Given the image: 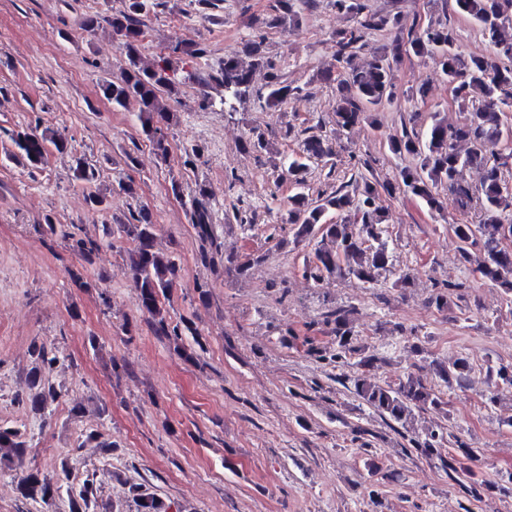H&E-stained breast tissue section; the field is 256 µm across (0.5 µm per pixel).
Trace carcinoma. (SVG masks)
<instances>
[{
    "instance_id": "obj_1",
    "label": "carcinoma",
    "mask_w": 512,
    "mask_h": 512,
    "mask_svg": "<svg viewBox=\"0 0 512 512\" xmlns=\"http://www.w3.org/2000/svg\"><path fill=\"white\" fill-rule=\"evenodd\" d=\"M152 0H125L122 10L112 14L109 25L112 37L118 42L123 57L119 76L101 85L104 99L114 108L138 112L143 134L156 156L167 162L170 144L164 128L171 125L174 113L162 104L161 94L175 91V69L170 58L156 64H144L141 52L143 37L142 18L148 14ZM336 8L354 16V23L334 34L336 62L339 74L325 73L320 79L336 85V127L351 131L371 117L383 103L396 95L394 69L403 55L429 57L438 65L442 75L452 86L453 96L462 112V119L450 123L434 115L431 124L423 130H403L390 139L388 149L398 158L410 156L416 160L414 167H402L394 181L383 188L387 193H409L422 200L430 209L442 206L441 192L451 194L454 205L462 215L474 213L477 223L452 225L460 244L461 257L470 262L469 249L479 246L483 259L468 268L473 276L488 280L502 288L505 297L512 300V186L503 177L508 158L497 151L502 138L507 135L503 116L512 106V67L501 66L498 58L512 60V0H453L455 12L473 20L492 46L494 56H466L457 46L454 29L443 20H431L419 30L411 31L405 38H396L383 45L370 60L356 63L359 51L367 36L399 25L398 16L364 12L358 0H336ZM297 23L294 0H273L267 24L286 27ZM258 68L271 70L263 94L272 108H282L288 100L299 98L305 87L293 85L273 72L269 47L262 38L243 43L241 50L224 56V62L209 81L224 89V103L232 104L253 94V73ZM64 151L67 139L58 131L41 134L19 132L13 138L14 157L31 166L40 164L45 155L46 143ZM242 149L257 158L271 153V145L262 133H254L242 144ZM334 155L332 139L324 134L305 137L299 152L288 162V172L297 186L306 182L311 163ZM466 168L483 172L480 186L474 188L461 181ZM377 183L360 175L353 190L345 187L330 195L312 199L302 192L288 197L284 224L296 226L295 240L303 242L320 237L317 242L316 262L307 268L309 277L316 283L330 275H344L363 285L378 281L381 272L390 264V252L385 224L387 215L375 206ZM206 190L196 186L190 195L193 223L201 237L212 238V224L205 203ZM341 216L340 222L331 224L326 214ZM119 228L134 243L129 252L128 270L134 288L138 291L140 310L147 315L162 336H181L178 327L168 328L162 309V298L174 287L179 267L174 257L155 248L156 224L151 214L140 209L135 224H121ZM224 262L241 274L254 264L250 255L230 252ZM325 322L333 325L337 353L340 359L347 354L359 355L357 371L348 377L350 390L375 413L386 421L404 424L415 409L438 408L442 398L420 378L409 373L394 385L384 386L370 374L377 357L355 344V330L350 311L336 308L326 312ZM34 363L26 376L27 392L23 402L42 417L53 414L63 398L62 390L46 374L60 364V356L53 349L41 344L33 349ZM441 380L452 389L461 387L467 380L472 364L466 357L436 363ZM444 436L430 434L424 442H415L417 449L427 456H437L448 469V476L458 482L464 492L474 498L479 491L468 485L470 469L453 454L443 457L441 448ZM28 445L17 429L0 427V462L7 465L23 460ZM24 494L32 498L49 500L61 491L52 479L29 474L22 479ZM92 485L86 482L78 496H70V512H86ZM137 512H168L156 497L131 488Z\"/></svg>"
}]
</instances>
